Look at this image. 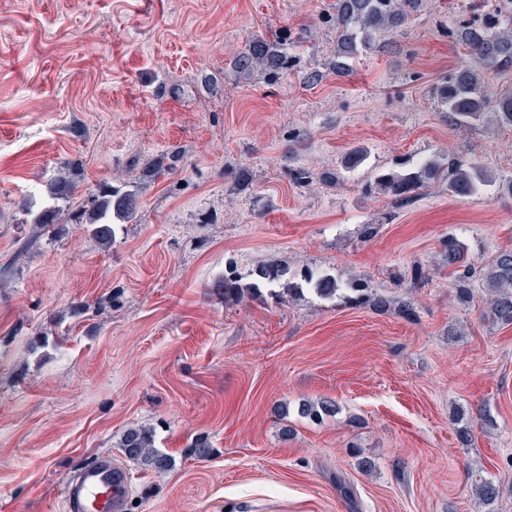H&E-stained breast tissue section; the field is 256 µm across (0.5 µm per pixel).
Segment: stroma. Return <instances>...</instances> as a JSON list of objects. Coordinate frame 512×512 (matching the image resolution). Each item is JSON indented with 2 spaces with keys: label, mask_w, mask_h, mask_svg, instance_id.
<instances>
[{
  "label": "stroma",
  "mask_w": 512,
  "mask_h": 512,
  "mask_svg": "<svg viewBox=\"0 0 512 512\" xmlns=\"http://www.w3.org/2000/svg\"><path fill=\"white\" fill-rule=\"evenodd\" d=\"M332 2L0 0V512H61L62 483L104 453L131 474L126 512H512V326L482 291L461 302L442 257L449 234L477 266L512 249V128H456L431 94L475 62L446 32L469 0H425L343 77L319 24ZM303 27L296 70L239 78L252 39ZM354 149L368 158L350 181H320ZM412 156L467 159L497 183L436 185L405 209L365 194ZM299 169L316 180L295 186ZM61 170L86 205L103 182L136 191L109 248L71 210L33 236L26 212ZM416 260L421 288L404 277ZM262 263L360 279L413 313L307 290L225 298L228 267ZM320 399L338 412L298 416ZM133 426L169 471L127 463ZM480 478L502 486L493 505Z\"/></svg>",
  "instance_id": "35a3bbf8"
}]
</instances>
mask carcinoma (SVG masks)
<instances>
[{"instance_id":"carcinoma-1","label":"carcinoma","mask_w":512,"mask_h":512,"mask_svg":"<svg viewBox=\"0 0 512 512\" xmlns=\"http://www.w3.org/2000/svg\"><path fill=\"white\" fill-rule=\"evenodd\" d=\"M424 0H335L331 11L322 18V24L336 32L329 72L346 75L354 63L364 55L377 51L382 38L406 24L412 14L420 11ZM456 42L465 46L479 63L501 73L512 71V0H496L490 10L477 11L473 17L461 18L449 31ZM303 44V32L295 35L258 36L238 54L233 66L246 80L265 76L277 80L297 65L296 50ZM433 98L437 107L448 113V118L461 128H470L481 122L486 114L493 113L503 127H512V87L504 86L489 93L484 85L483 72L470 65H460L440 78L433 85ZM367 159V153L352 151L341 161L340 169L321 176L336 184L345 181V174L355 170ZM442 183L454 196H471L485 186L496 183L495 175L487 169L464 159L443 163L437 157L406 160L396 169L378 171L369 185V192L392 198L400 204H410L435 183ZM76 184L70 173L61 172L45 185L46 195L56 202L38 212L29 213L27 223L33 225L37 235H44L50 225L57 223L60 207L57 203L70 201ZM92 206L81 213V223L91 227L100 245L107 249L112 244L113 225L132 220L137 210L136 193L118 185L101 184L92 193ZM446 266L459 282L462 297L469 295V284L478 279L486 291L490 316L502 326H512V251L503 250L491 261L475 267L467 256L465 246L452 234L442 241ZM289 269L279 264H260L253 269L254 281L241 285V278L228 272L224 275V297L243 296L251 291L266 288L270 295L282 299L293 298L307 285L319 298L330 300L342 297L355 304H371L385 310L393 300L368 292L360 282L341 284L331 275H319L311 270L300 274L301 282H292ZM336 412V404L329 400L305 401L299 404L298 414L318 421ZM120 448L123 454L140 466L164 472L171 461L154 445L153 432L145 427H133L125 431ZM475 489L488 505L500 495V485L492 480L481 479Z\"/></svg>"}]
</instances>
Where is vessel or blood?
<instances>
[{
	"label": "vessel or blood",
	"mask_w": 512,
	"mask_h": 512,
	"mask_svg": "<svg viewBox=\"0 0 512 512\" xmlns=\"http://www.w3.org/2000/svg\"><path fill=\"white\" fill-rule=\"evenodd\" d=\"M128 471L103 454L80 466L62 490V512H126Z\"/></svg>",
	"instance_id": "1"
}]
</instances>
